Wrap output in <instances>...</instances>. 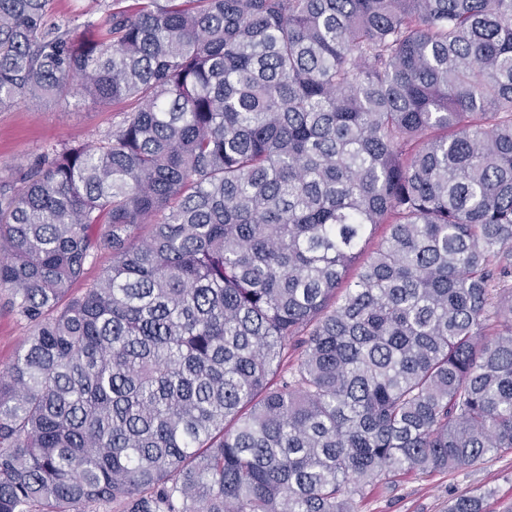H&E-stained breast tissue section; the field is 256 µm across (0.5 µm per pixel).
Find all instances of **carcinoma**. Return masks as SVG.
Wrapping results in <instances>:
<instances>
[{
    "instance_id": "carcinoma-1",
    "label": "carcinoma",
    "mask_w": 512,
    "mask_h": 512,
    "mask_svg": "<svg viewBox=\"0 0 512 512\" xmlns=\"http://www.w3.org/2000/svg\"><path fill=\"white\" fill-rule=\"evenodd\" d=\"M94 3L0 0V109L126 107L0 177V512H358L511 452L512 0ZM88 1L91 0H55L53 20L60 23L71 21L70 27H74L75 31L80 33L82 31L80 25L84 18L80 16V13L76 10L75 4H91V2ZM5 295L0 294V368L9 366L16 355L18 344L27 334V328L1 305Z\"/></svg>"
}]
</instances>
